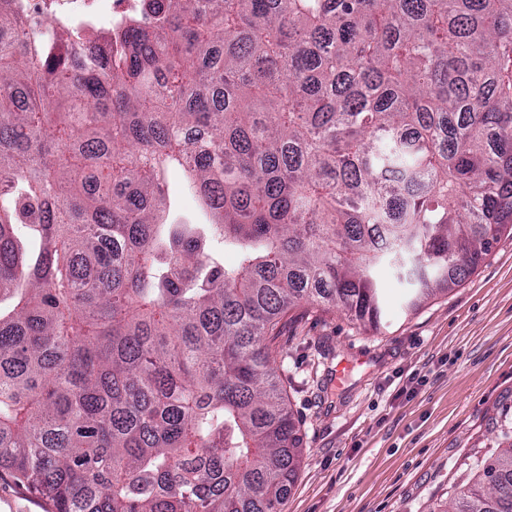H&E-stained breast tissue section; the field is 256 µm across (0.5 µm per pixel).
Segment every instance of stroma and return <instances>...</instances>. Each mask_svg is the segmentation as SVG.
Segmentation results:
<instances>
[{"mask_svg": "<svg viewBox=\"0 0 512 512\" xmlns=\"http://www.w3.org/2000/svg\"><path fill=\"white\" fill-rule=\"evenodd\" d=\"M380 286V328L311 308L278 328L304 448L282 512H443L512 437V234L416 310L393 278Z\"/></svg>", "mask_w": 512, "mask_h": 512, "instance_id": "1", "label": "stroma"}]
</instances>
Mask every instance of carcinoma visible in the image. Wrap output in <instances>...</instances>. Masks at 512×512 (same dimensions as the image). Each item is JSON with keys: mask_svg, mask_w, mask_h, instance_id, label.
<instances>
[{"mask_svg": "<svg viewBox=\"0 0 512 512\" xmlns=\"http://www.w3.org/2000/svg\"><path fill=\"white\" fill-rule=\"evenodd\" d=\"M149 9L54 45L0 14V468L48 512H281L266 337L377 329L381 275L412 310L512 230V0ZM448 512H512V443ZM167 185L171 196L177 199L182 210L199 212V205L196 197L183 189L184 178L180 170H172L167 176Z\"/></svg>", "mask_w": 512, "mask_h": 512, "instance_id": "obj_1", "label": "carcinoma"}]
</instances>
